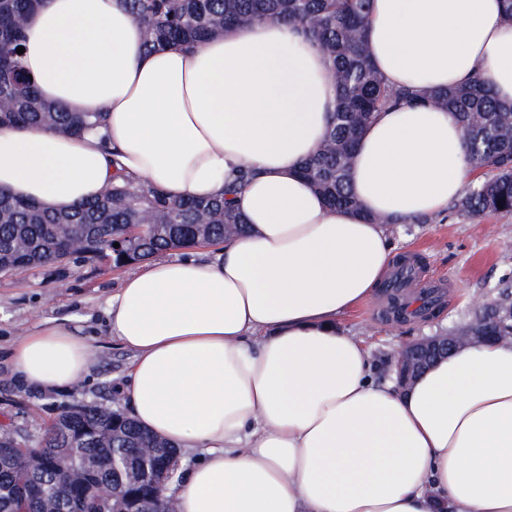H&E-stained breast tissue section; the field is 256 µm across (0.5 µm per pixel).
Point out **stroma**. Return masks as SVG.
<instances>
[{
  "label": "stroma",
  "instance_id": "35a3bbf8",
  "mask_svg": "<svg viewBox=\"0 0 512 512\" xmlns=\"http://www.w3.org/2000/svg\"><path fill=\"white\" fill-rule=\"evenodd\" d=\"M389 237L396 258H416L427 278L444 282L445 297L436 316L404 323L387 317L388 303L379 293L342 317L343 327L370 347L379 373L384 357L401 343L460 322L477 297L491 295L499 279L512 273V218L474 220L448 210L424 222L391 225ZM125 274V269L101 259H66L20 275L0 274V346L8 347L47 319L80 318L86 326L99 328L105 298ZM131 358L118 342L99 337L90 374L54 393L20 389L0 361V428L30 445L62 407L111 405Z\"/></svg>",
  "mask_w": 512,
  "mask_h": 512
}]
</instances>
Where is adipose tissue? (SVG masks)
<instances>
[{
    "label": "adipose tissue",
    "mask_w": 512,
    "mask_h": 512,
    "mask_svg": "<svg viewBox=\"0 0 512 512\" xmlns=\"http://www.w3.org/2000/svg\"><path fill=\"white\" fill-rule=\"evenodd\" d=\"M25 34L40 96L104 126H0V189L68 209L117 171L176 199L241 185L244 234L209 260L141 261L106 299V334L132 353L128 415L200 455L169 490L178 512H512V342L462 348L402 391L337 323L393 263L386 220L461 194L470 167L450 112H379L352 159L362 210L334 209L298 173L336 96L297 27L257 20L149 50L121 0H40ZM367 46L391 86L483 73L512 102L504 0H374ZM94 342L48 321L9 359L20 387L60 391L87 375Z\"/></svg>",
    "instance_id": "1"
}]
</instances>
